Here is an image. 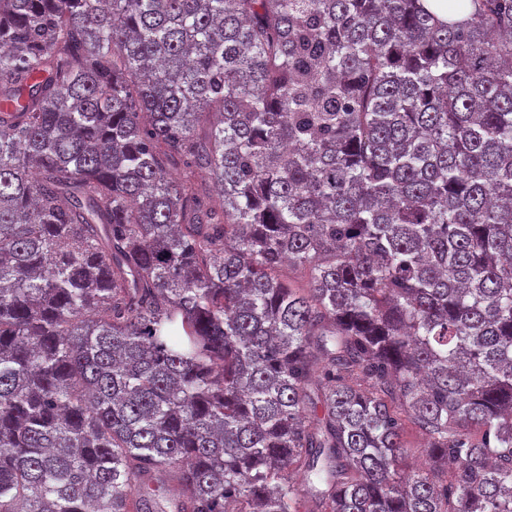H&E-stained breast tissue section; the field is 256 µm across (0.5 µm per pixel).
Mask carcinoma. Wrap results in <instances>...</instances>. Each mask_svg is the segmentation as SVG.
<instances>
[{
	"label": "carcinoma",
	"instance_id": "cac0c4a2",
	"mask_svg": "<svg viewBox=\"0 0 512 512\" xmlns=\"http://www.w3.org/2000/svg\"><path fill=\"white\" fill-rule=\"evenodd\" d=\"M448 15L0 0V512H512V0ZM167 169L172 175L179 180H187L201 194L217 198L213 191L212 181L204 179L198 174L190 173L189 170L178 160L168 162Z\"/></svg>",
	"mask_w": 512,
	"mask_h": 512
}]
</instances>
